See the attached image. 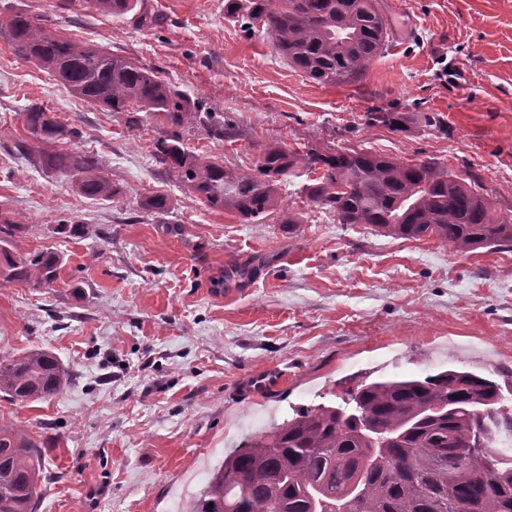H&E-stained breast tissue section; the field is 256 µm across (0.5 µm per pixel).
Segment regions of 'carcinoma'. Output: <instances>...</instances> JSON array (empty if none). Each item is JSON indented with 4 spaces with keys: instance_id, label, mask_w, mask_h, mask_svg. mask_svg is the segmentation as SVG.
I'll return each instance as SVG.
<instances>
[{
    "instance_id": "1",
    "label": "carcinoma",
    "mask_w": 512,
    "mask_h": 512,
    "mask_svg": "<svg viewBox=\"0 0 512 512\" xmlns=\"http://www.w3.org/2000/svg\"><path fill=\"white\" fill-rule=\"evenodd\" d=\"M103 15L159 18L141 13V0H90ZM224 15L260 24L291 68L320 84L353 77L388 46L387 19L377 0H225ZM18 54L48 72L60 87L91 104L161 116L165 130L154 156L174 170L203 202L234 212L244 224L264 220L278 203L281 184L300 170L315 174L303 185L316 206L341 224H368L405 239L434 237L468 253L512 242V222L498 221L490 202L464 179L432 160L398 161L363 149H308L305 154L265 148L252 172L233 175L218 161L190 154L184 144L200 125L217 140L236 127L202 100L178 90L159 69L103 46L81 45L42 20L15 13L3 22ZM34 164L76 179L81 194H117L93 154L55 149L80 132L41 106L24 109ZM367 124L403 133L406 112H376ZM9 281L44 286L60 278L62 260L51 250L10 255L0 245ZM63 364L45 350L0 362V393L38 401L67 382ZM512 406L495 380L448 368L425 376L386 378L363 385L336 404L298 411L296 417L251 437L217 466L187 512H337L360 482L355 512H512ZM48 448L0 425V512H35Z\"/></svg>"
}]
</instances>
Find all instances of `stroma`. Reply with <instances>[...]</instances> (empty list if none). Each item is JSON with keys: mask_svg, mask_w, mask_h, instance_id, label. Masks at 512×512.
<instances>
[{"mask_svg": "<svg viewBox=\"0 0 512 512\" xmlns=\"http://www.w3.org/2000/svg\"><path fill=\"white\" fill-rule=\"evenodd\" d=\"M379 3L387 49L338 84L290 68L264 28L225 19L224 0H142L155 28L85 0H0V21L38 16L164 71L234 121L235 138L198 126L187 142L226 171L250 172L274 145L431 159L512 217V0ZM32 104L79 130L74 149L97 155L116 197H85L19 150ZM370 112L412 121L398 133L367 125ZM128 120L67 93L0 33V213L19 226L8 246L64 258L49 288L0 278V360L40 349L68 370L52 398H0V424L49 448L37 512H187L229 452L298 409L448 367L512 374V246L460 254L342 224L299 178L278 211L245 224L154 158L157 116ZM153 195L164 210L145 209ZM283 208L298 223H281ZM62 223L76 234L57 233ZM265 369L287 383L245 390Z\"/></svg>", "mask_w": 512, "mask_h": 512, "instance_id": "obj_1", "label": "stroma"}]
</instances>
